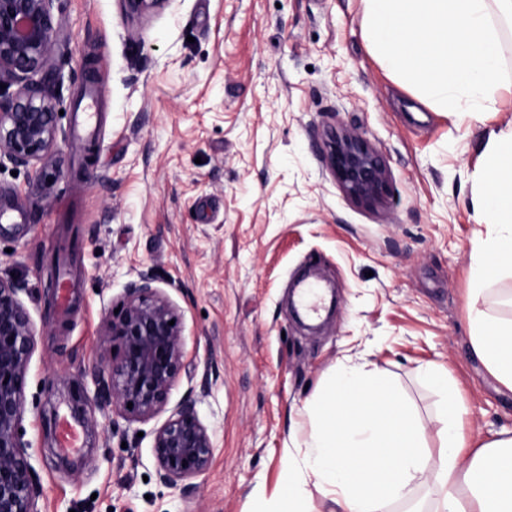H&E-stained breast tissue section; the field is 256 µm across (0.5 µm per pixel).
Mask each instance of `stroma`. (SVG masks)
<instances>
[{
	"instance_id": "stroma-1",
	"label": "stroma",
	"mask_w": 512,
	"mask_h": 512,
	"mask_svg": "<svg viewBox=\"0 0 512 512\" xmlns=\"http://www.w3.org/2000/svg\"><path fill=\"white\" fill-rule=\"evenodd\" d=\"M361 0H169L131 18L120 0H56L68 42L56 90L67 145L43 198L26 170L0 171V272L23 286L37 327L23 427L41 512H274L287 460H302L318 397L338 365L386 374L434 432L446 372L468 447L512 430V392L473 355V219L478 144L512 120L462 122L398 87L371 54ZM95 93V137L77 135ZM347 127L391 172L384 205L349 200L323 143ZM67 258L71 308L52 284ZM151 270L180 307L186 370L171 400L208 384L197 410L215 443L193 491L163 485L154 422L95 411L78 466L49 425L72 418L68 390L97 353L112 301ZM336 291L317 328L293 313L303 273Z\"/></svg>"
}]
</instances>
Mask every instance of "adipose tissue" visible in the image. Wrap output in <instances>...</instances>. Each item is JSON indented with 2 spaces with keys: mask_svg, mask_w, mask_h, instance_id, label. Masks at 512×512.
<instances>
[{
  "mask_svg": "<svg viewBox=\"0 0 512 512\" xmlns=\"http://www.w3.org/2000/svg\"><path fill=\"white\" fill-rule=\"evenodd\" d=\"M482 154L474 212L496 232L471 253L478 300L492 276L512 273V130L489 132ZM470 323L475 356L512 390V317L478 303ZM426 375L444 391L435 432L440 452L432 465L420 455L426 431L415 408L381 373L344 367L313 409L310 453L302 465H288L276 512H305L310 480L333 494L336 512H386L389 502L407 499L425 473L437 489L432 512H512V431L463 454L466 442L458 431L463 407L445 373L430 369Z\"/></svg>",
  "mask_w": 512,
  "mask_h": 512,
  "instance_id": "ef3b65f1",
  "label": "adipose tissue"
}]
</instances>
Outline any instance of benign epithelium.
I'll list each match as a JSON object with an SVG mask.
<instances>
[{
    "instance_id": "1",
    "label": "benign epithelium",
    "mask_w": 512,
    "mask_h": 512,
    "mask_svg": "<svg viewBox=\"0 0 512 512\" xmlns=\"http://www.w3.org/2000/svg\"><path fill=\"white\" fill-rule=\"evenodd\" d=\"M55 0H0V170L32 173L41 194L51 196L55 178L46 161L60 151L54 87L62 80L53 63L57 51ZM169 0H121L130 17L162 10ZM41 79L34 80L35 75ZM325 161L350 200L381 206L391 173L382 153L358 132H330ZM158 276L142 272L117 299L118 313L101 328L89 406L107 409L129 422L164 420L153 431L152 454L160 481L187 490L186 481L205 474L214 458V439L197 403L209 395L189 392L176 404L171 394L185 370L182 314ZM12 276L0 274V512H41V491L20 430L26 377L36 351V327ZM174 324H169V321ZM75 410L86 416L83 388ZM132 408H127V405Z\"/></svg>"
}]
</instances>
